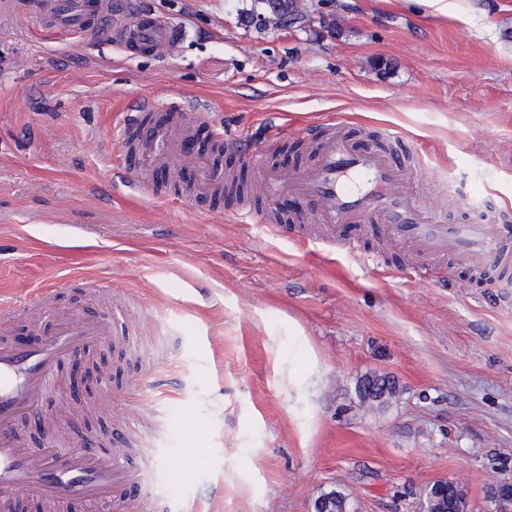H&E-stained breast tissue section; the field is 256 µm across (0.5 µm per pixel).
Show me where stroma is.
<instances>
[{
    "instance_id": "stroma-1",
    "label": "stroma",
    "mask_w": 512,
    "mask_h": 512,
    "mask_svg": "<svg viewBox=\"0 0 512 512\" xmlns=\"http://www.w3.org/2000/svg\"><path fill=\"white\" fill-rule=\"evenodd\" d=\"M301 0L287 29L241 21L250 0H130L181 38L129 55L0 15V297L51 289L0 342L94 316L100 283L128 307L101 398L59 428L124 437L149 489L183 512H312L337 490L350 512H419L428 484H460L468 512H512V283L455 259L423 267L370 243L309 248L231 216L233 202L136 191L119 163L140 103L206 107L269 144L266 165L306 163L272 133L345 120L397 126L446 185L450 218L512 216V0ZM156 369L126 394L145 361ZM399 396L372 407L368 374ZM149 416L131 425L132 406Z\"/></svg>"
}]
</instances>
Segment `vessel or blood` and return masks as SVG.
Instances as JSON below:
<instances>
[{
  "label": "vessel or blood",
  "mask_w": 512,
  "mask_h": 512,
  "mask_svg": "<svg viewBox=\"0 0 512 512\" xmlns=\"http://www.w3.org/2000/svg\"><path fill=\"white\" fill-rule=\"evenodd\" d=\"M27 6L46 24L81 36H92L96 23L110 22L131 53L162 55L179 38L164 22L130 17L127 0H28ZM296 137L311 144L312 161L268 173L260 164L263 143L226 134L199 110L122 140L120 156L130 182L139 188H147L150 172L189 169L199 195L211 196L220 185L209 156L233 151L253 164L252 197L234 211L240 222L283 230L284 218H269L253 197L272 199L286 191L312 202L299 221L319 226L322 244L350 249L370 234L405 256L439 260L452 255L499 280L512 278V224L502 218L449 222L427 178L429 164L394 127L381 128L374 142L344 126L316 127ZM125 316V310L110 305L95 318L72 311L40 344L0 343V512H13L27 499L58 508L74 500L95 504L135 498L140 470L111 449L97 442L81 450L65 448L50 436L35 450L18 430L52 397L50 384L59 366L78 351L108 342Z\"/></svg>",
  "instance_id": "1"
}]
</instances>
